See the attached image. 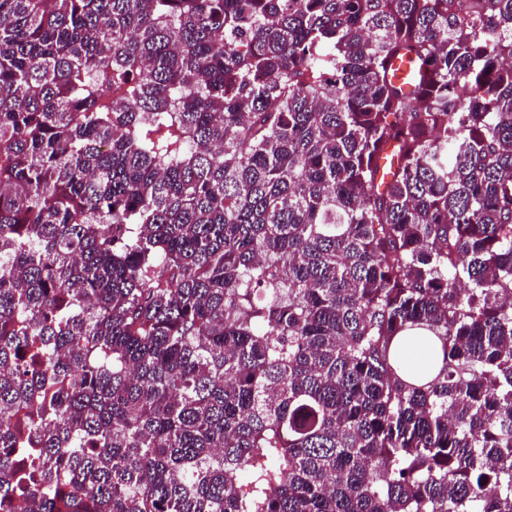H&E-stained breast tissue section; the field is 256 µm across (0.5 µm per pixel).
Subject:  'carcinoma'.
<instances>
[{"label": "carcinoma", "instance_id": "cac0c4a2", "mask_svg": "<svg viewBox=\"0 0 512 512\" xmlns=\"http://www.w3.org/2000/svg\"><path fill=\"white\" fill-rule=\"evenodd\" d=\"M0 512H512V0H0ZM404 350L406 351L409 360L418 370H425L430 361L434 363L441 362V352L439 346L431 344L426 341H407L404 343ZM417 357H423L425 364L419 366L416 363Z\"/></svg>", "mask_w": 512, "mask_h": 512}]
</instances>
